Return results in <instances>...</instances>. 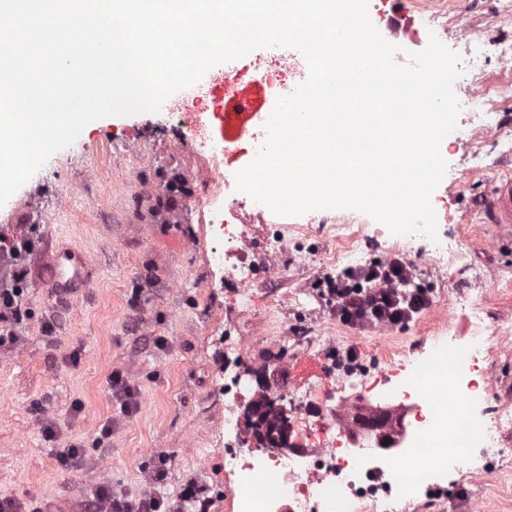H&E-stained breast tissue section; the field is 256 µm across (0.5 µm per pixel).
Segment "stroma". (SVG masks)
Here are the masks:
<instances>
[{
  "label": "stroma",
  "mask_w": 512,
  "mask_h": 512,
  "mask_svg": "<svg viewBox=\"0 0 512 512\" xmlns=\"http://www.w3.org/2000/svg\"><path fill=\"white\" fill-rule=\"evenodd\" d=\"M447 45L483 56L479 81L487 91L512 83L500 49L512 46V23L499 18V0H445ZM469 43H459L460 32ZM480 165L465 150L449 152L438 193L448 196L444 228L453 250L440 264L421 263L416 284L432 305L389 337L330 317L318 294L328 262L341 246L307 225L288 242L308 254L279 276L251 289L247 313L236 291L208 262L212 246L202 210L194 207L209 179L208 159L176 127L167 110L106 117L53 155L0 211V236L27 235L24 322L18 340L0 348V498L27 512H83L106 485L138 498L177 500L195 482L227 512L237 489L224 468V394L217 388L238 357L228 340L244 338L252 358L269 360L274 336L308 335L321 321L339 350L357 349L364 369L377 367L384 346L431 348L447 335L483 334L492 352L490 411L512 403V225L487 221L484 200L493 183L512 177V156L479 139ZM85 254V280L59 290L55 269L65 252ZM122 371L138 391L139 408L124 415L109 391ZM110 437H102L104 424ZM81 457L63 468L57 455L69 443ZM504 452L483 460L478 478L437 492L433 506L401 504L400 512H512V430ZM168 475L153 480L159 459Z\"/></svg>",
  "instance_id": "35a3bbf8"
}]
</instances>
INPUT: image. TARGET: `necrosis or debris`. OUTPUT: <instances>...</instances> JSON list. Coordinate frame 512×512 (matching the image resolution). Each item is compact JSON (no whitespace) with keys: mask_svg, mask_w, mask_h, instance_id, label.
Listing matches in <instances>:
<instances>
[{"mask_svg":"<svg viewBox=\"0 0 512 512\" xmlns=\"http://www.w3.org/2000/svg\"><path fill=\"white\" fill-rule=\"evenodd\" d=\"M304 57L270 48L252 54L246 68L232 65L212 76L208 91L193 98L171 100L172 121L185 126L194 141L207 147L210 182L204 205L213 247L209 263L223 274L225 282L238 291L251 288L258 275L278 274L287 263L305 262L302 254L288 251L289 234L298 232L293 217L280 216L261 207L255 214L270 225L268 236L247 234V194L237 191L239 142L248 139L259 146L265 139L266 115L278 97L291 93L306 80ZM468 103L478 125L477 135L496 139L503 153H512V122L488 105L485 90H467ZM223 125V136H215V125ZM276 347L285 356L278 362L276 388L244 386V373L255 370L248 361L249 344L237 340L236 347L246 362L241 373L224 379V446L237 474L269 476L268 492L240 491L236 512H396L405 493L398 481V465L408 462L410 449H421L433 457L432 464L415 485L413 497L440 490L449 474L466 478L478 473L476 456L494 447L503 425H512V405L487 415L483 405L492 380L481 373L479 363L488 354L484 340L466 342L448 339V359L471 375L467 392L447 411L436 408L435 395L452 385L450 373L436 375L431 392L407 387L403 372L418 367L416 356L388 350L377 371L391 408L399 421L384 417L379 426L363 423L365 414L357 401L346 394L347 375L330 355L335 342L321 328L297 338L279 336ZM289 406L288 444L255 448L261 425L278 426L282 406ZM265 414L264 423L251 419L252 409ZM465 411L473 433L464 446L451 436L458 411Z\"/></svg>","mask_w":512,"mask_h":512,"instance_id":"obj_1","label":"necrosis or debris"}]
</instances>
